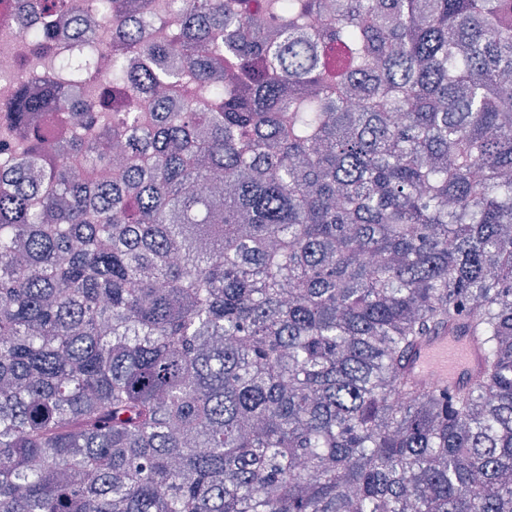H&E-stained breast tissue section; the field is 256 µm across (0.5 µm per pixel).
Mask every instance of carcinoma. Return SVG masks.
Returning a JSON list of instances; mask_svg holds the SVG:
<instances>
[{"label":"carcinoma","mask_w":512,"mask_h":512,"mask_svg":"<svg viewBox=\"0 0 512 512\" xmlns=\"http://www.w3.org/2000/svg\"><path fill=\"white\" fill-rule=\"evenodd\" d=\"M39 2L53 68L0 104V512H512V0H190L167 43L157 0ZM99 27L152 127L64 79ZM74 111L152 170L56 161L36 118ZM457 324L481 372L420 386ZM112 60L114 62H121L131 67H140L146 64V59L139 53H136L135 50L130 49H116L114 48L111 53H108L107 57L103 61V66L106 68L112 67ZM148 66H144L143 68L136 69V72H143L145 69H148Z\"/></svg>","instance_id":"obj_1"}]
</instances>
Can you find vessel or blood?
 Returning <instances> with one entry per match:
<instances>
[{"label":"vessel or blood","instance_id":"vessel-or-blood-1","mask_svg":"<svg viewBox=\"0 0 512 512\" xmlns=\"http://www.w3.org/2000/svg\"><path fill=\"white\" fill-rule=\"evenodd\" d=\"M479 344L462 333L456 336L440 331L428 336L413 352L409 368L421 385L436 381L448 387L461 386L475 378L481 369Z\"/></svg>","mask_w":512,"mask_h":512}]
</instances>
